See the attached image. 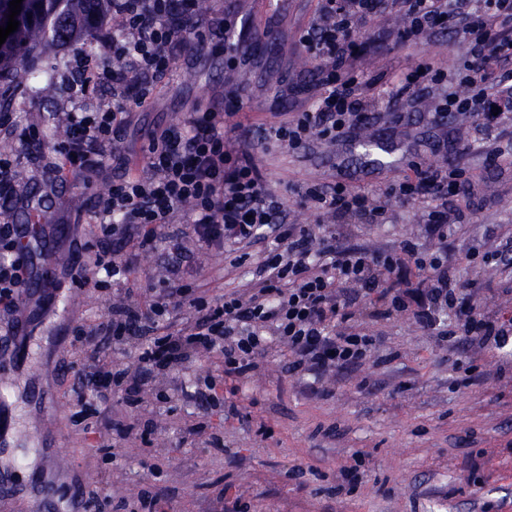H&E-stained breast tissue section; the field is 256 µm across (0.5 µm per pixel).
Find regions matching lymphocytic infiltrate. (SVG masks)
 <instances>
[{
	"mask_svg": "<svg viewBox=\"0 0 512 512\" xmlns=\"http://www.w3.org/2000/svg\"><path fill=\"white\" fill-rule=\"evenodd\" d=\"M195 0H112L119 34L101 35L104 57L98 70L80 72L84 84H107L111 100L64 115L67 137L55 146L48 164L54 180L68 182L81 172L103 167L114 155L119 132L134 108L144 106L158 81L172 71L176 50L200 25ZM401 12L408 26L404 38L428 41L442 27L458 29L473 60L457 77L462 93L442 94L437 116L471 114L485 131L512 128V0H321L319 15L302 40L323 61L324 95L314 108L292 113L284 122L259 127L261 141L297 149L314 138L343 139L370 120L378 101L354 75V50L364 24L389 8ZM230 112H196L184 124L149 137L141 165L113 178L97 199L104 236H118L123 250L112 258L96 254L81 266L75 280L102 287L99 272L127 279L140 257L159 243L180 249L189 225L199 246L223 249L249 246L270 234L282 250L270 253L259 267L251 292L222 300L189 299V286L157 288L139 285L145 304L115 305L96 327H73L74 335L91 334L101 343L137 342V364L97 363L79 369V388L95 402L108 403L115 392L136 402L143 381L168 373L208 354L224 358V375L238 379L253 372L274 343L287 345L289 369L320 377L346 367L362 366L374 337L357 329L353 306L362 286L367 304L390 301L394 310L409 311L421 326L433 329L439 312L454 308L463 292L447 251L427 253L407 243L399 250L372 254L343 250L336 241L349 224L384 220L390 198L415 200L446 196L460 184L461 172L429 168L415 180L392 186L375 196L350 184L335 182L309 188L303 202L324 211L330 227L295 224L288 207L267 186L253 155L228 136ZM14 225H0V312L17 317L19 298L28 279L26 264L15 258ZM414 271L416 285L406 288L401 275ZM195 309L183 328L166 332L164 317L183 300ZM448 336H461L478 348L501 349L512 342V322L470 308L464 322L449 326Z\"/></svg>",
	"mask_w": 512,
	"mask_h": 512,
	"instance_id": "lymphocytic-infiltrate-1",
	"label": "lymphocytic infiltrate"
}]
</instances>
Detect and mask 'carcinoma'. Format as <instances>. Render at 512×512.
Listing matches in <instances>:
<instances>
[{
	"instance_id": "obj_1",
	"label": "carcinoma",
	"mask_w": 512,
	"mask_h": 512,
	"mask_svg": "<svg viewBox=\"0 0 512 512\" xmlns=\"http://www.w3.org/2000/svg\"><path fill=\"white\" fill-rule=\"evenodd\" d=\"M111 10L112 0H29L16 16L17 30L0 45V77L20 76L30 47L74 41Z\"/></svg>"
}]
</instances>
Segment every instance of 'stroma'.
<instances>
[{
    "mask_svg": "<svg viewBox=\"0 0 512 512\" xmlns=\"http://www.w3.org/2000/svg\"><path fill=\"white\" fill-rule=\"evenodd\" d=\"M252 2L205 0L200 36L178 48L173 70L151 104L133 112L114 158L103 170L58 186L47 206L48 223L62 228L60 285L43 305L24 298L31 311L29 354L0 384L13 423V446L0 455V468L16 456L26 464L23 490L0 498V512H69L60 490L80 497L93 476L100 481L101 512H126L127 503L157 488L164 497L154 512H512V350L492 349L472 362L465 341L439 337L405 313H357L356 325L379 340L357 370L317 382L289 372L290 352L274 345L257 371L231 381L221 361L203 357L180 378L188 387L214 381L213 397L183 398L161 375L144 387L140 408L117 394L105 412L75 421V368L102 354L132 366L136 353L75 342L72 326L99 322L112 305L138 303L127 287L148 279L164 288L177 277L208 298L247 291L273 247L268 239L231 253L201 250L188 239L187 257L158 248L142 255L127 281L103 290L73 282L67 270L97 251L103 234L94 201L122 174L121 159L141 163L156 128L181 123L196 105L226 93L238 99L237 134L248 141L257 127L314 107L322 94L319 62L300 37L318 0H293L284 12L261 17L280 34L262 66L225 68L219 22L247 15ZM406 25L402 14L386 11L359 45L357 74L391 99L354 140H318L296 150L258 147L256 163L297 224L327 221L302 203L309 186L338 179L381 193L414 177L419 165L464 170L468 186L447 198L461 216L447 242L456 275L476 282V301L486 314H512V263L476 268L467 259L469 250L512 237V135L480 131L469 115L435 122L431 100L398 96L410 71L430 64L452 73L467 59L460 34L443 30L413 46L398 38ZM202 49L208 60L195 64ZM85 55L101 57L89 35L35 48L27 69L56 72ZM102 96L93 87L80 91L75 79H58L48 93L13 110L10 127L0 130V153L10 156L27 190L53 180L46 167L66 136L62 113ZM33 125L42 142L30 146L24 135ZM435 204L432 198L398 204L385 222L348 225L345 244L383 252L409 241L434 251L437 240L423 218ZM225 400L237 404L238 416L225 415ZM105 421L112 431L104 454L98 433Z\"/></svg>",
    "mask_w": 512,
    "mask_h": 512,
    "instance_id": "stroma-1",
    "label": "stroma"
}]
</instances>
